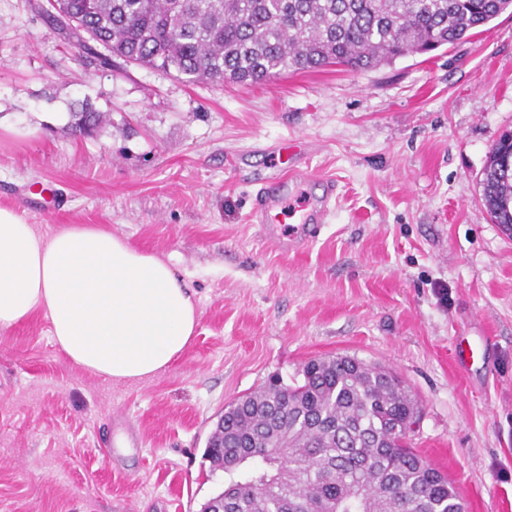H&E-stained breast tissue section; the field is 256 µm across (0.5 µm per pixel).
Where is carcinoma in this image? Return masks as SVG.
<instances>
[{
    "instance_id": "carcinoma-1",
    "label": "carcinoma",
    "mask_w": 512,
    "mask_h": 512,
    "mask_svg": "<svg viewBox=\"0 0 512 512\" xmlns=\"http://www.w3.org/2000/svg\"><path fill=\"white\" fill-rule=\"evenodd\" d=\"M58 31L104 65L118 57L189 82L260 83L289 71H365L453 46L512 0H48ZM75 129L101 115L85 102ZM512 235V133L480 180ZM303 379L229 403L206 446L228 476L202 512H464L448 476L407 446L417 400L390 371L347 356L308 361Z\"/></svg>"
}]
</instances>
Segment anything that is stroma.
Returning <instances> with one entry per match:
<instances>
[{"label":"stroma","mask_w":512,"mask_h":512,"mask_svg":"<svg viewBox=\"0 0 512 512\" xmlns=\"http://www.w3.org/2000/svg\"><path fill=\"white\" fill-rule=\"evenodd\" d=\"M81 101L106 117L90 137ZM511 131L512 13L375 70L217 85L101 65L0 0V207L45 234L105 225L171 263L199 312L170 368L128 384L75 366L42 314L0 332V512H200L224 487L204 451L225 406L327 355L412 391L411 445L465 512H512V237L480 185ZM288 143L337 186L298 255L251 219Z\"/></svg>","instance_id":"obj_1"}]
</instances>
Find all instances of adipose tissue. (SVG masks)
<instances>
[{"label":"adipose tissue","mask_w":512,"mask_h":512,"mask_svg":"<svg viewBox=\"0 0 512 512\" xmlns=\"http://www.w3.org/2000/svg\"><path fill=\"white\" fill-rule=\"evenodd\" d=\"M42 313L79 367L115 383L167 368L198 324L194 294L170 263L95 224L39 233L0 208V330Z\"/></svg>","instance_id":"ef3b65f1"}]
</instances>
